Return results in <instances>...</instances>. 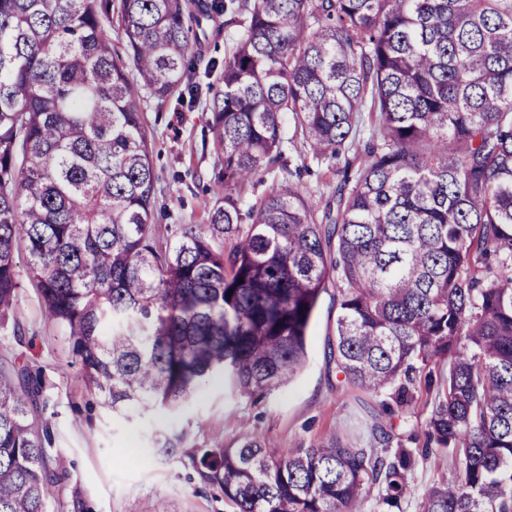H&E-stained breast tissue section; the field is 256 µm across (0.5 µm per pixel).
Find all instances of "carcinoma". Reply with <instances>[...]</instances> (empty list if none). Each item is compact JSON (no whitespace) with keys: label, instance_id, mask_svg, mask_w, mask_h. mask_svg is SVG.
I'll use <instances>...</instances> for the list:
<instances>
[{"label":"carcinoma","instance_id":"carcinoma-1","mask_svg":"<svg viewBox=\"0 0 512 512\" xmlns=\"http://www.w3.org/2000/svg\"><path fill=\"white\" fill-rule=\"evenodd\" d=\"M212 13L242 27L211 108L224 177L253 189L286 169L285 114L304 158L349 173L319 223L287 183L245 216L224 195L163 248L129 70L161 106L195 94ZM20 245L118 415L177 409L213 375L237 397L288 385L336 275V368L392 416L425 410L427 439L461 464L419 512H512V0H0L1 316ZM39 391L0 366V512L54 498ZM371 430L377 448L329 435L289 451L244 423L188 457L232 512H357L373 488L377 512H398L416 433L375 415Z\"/></svg>","mask_w":512,"mask_h":512}]
</instances>
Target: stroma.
<instances>
[{
    "label": "stroma",
    "instance_id": "stroma-1",
    "mask_svg": "<svg viewBox=\"0 0 512 512\" xmlns=\"http://www.w3.org/2000/svg\"><path fill=\"white\" fill-rule=\"evenodd\" d=\"M240 33V26L225 24L208 40L192 72L197 97L161 106L149 93L141 95L152 149L153 224L159 243L172 241L176 226L202 223L205 208L224 197L223 151L210 110L222 83L219 70L208 69L207 62L230 56ZM287 179L323 206L333 200L340 176L336 163L326 162ZM336 294L335 280H327L302 370L260 404L225 394L222 379L215 378L180 414L139 409L116 418L86 387L65 329L49 319L35 285L22 279L14 310L0 318V361L26 365L42 378L39 409L31 420L49 426L47 462L56 479L50 512H155L160 502L168 512H231L220 488L205 483L188 459L157 454L163 435L183 432L189 445L207 448L233 442L245 420L280 448H304L331 432L349 444H373L370 415L379 411L380 400L350 386L330 357ZM456 472V463L438 451L418 458L413 491L402 512H418L422 492Z\"/></svg>",
    "mask_w": 512,
    "mask_h": 512
}]
</instances>
